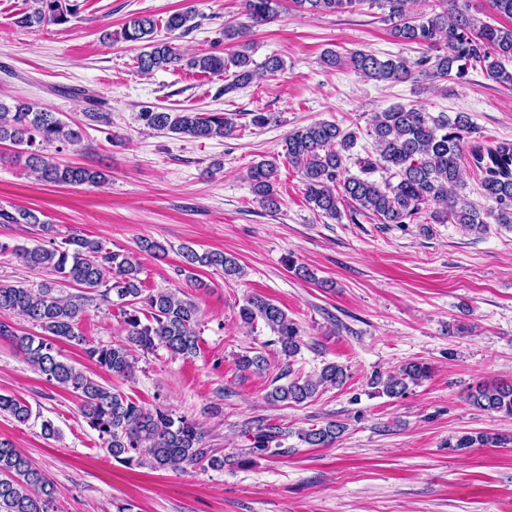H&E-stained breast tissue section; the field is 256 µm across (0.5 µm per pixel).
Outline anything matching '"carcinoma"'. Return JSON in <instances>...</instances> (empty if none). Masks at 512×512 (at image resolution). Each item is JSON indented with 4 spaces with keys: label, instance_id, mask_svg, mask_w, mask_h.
<instances>
[{
    "label": "carcinoma",
    "instance_id": "1",
    "mask_svg": "<svg viewBox=\"0 0 512 512\" xmlns=\"http://www.w3.org/2000/svg\"><path fill=\"white\" fill-rule=\"evenodd\" d=\"M245 15L254 25L277 18L280 0H242ZM297 10L311 14L352 12L367 3L383 10L390 34L403 44L425 48L412 63L403 57L382 59L369 51L355 50L345 55L324 53L321 61L329 68L347 66L376 82H405L420 75L432 82L448 77L465 78L469 70L480 68L492 82L512 89V26H496L458 6V0H432L430 9L410 10L409 0H290ZM78 0H32L31 8L14 20L21 28L64 25L78 14ZM191 8L173 13L164 21L169 32L192 29ZM158 20L151 16L131 19L122 29V39L145 44L137 57L143 74L167 68L198 70L212 75H229L224 92L244 88L256 80L284 70L278 57L268 60L263 70L251 68L248 44L227 56L201 54L186 57L170 43L156 38ZM419 72H414V68ZM88 103L86 116L108 123L101 111L102 101L81 91ZM143 126L191 138H227L235 133L233 118L224 112H179L145 110L139 113ZM366 135L373 140L376 156H358L360 174H347L346 160L358 141V131L339 125L315 122L293 130L285 141L288 162L301 173L304 199L321 216L339 220L340 206L354 215L376 218L381 224H459L464 229L484 233L488 220L512 227V142L488 141L466 112L454 116L441 112L434 116L423 105L392 106L371 115ZM82 139L79 126L67 122L46 106L0 97V143H8L27 155L26 167L37 180L57 185L97 186L106 175L81 166L59 163L45 153L46 148L74 146ZM478 177L482 195L494 206L481 210L458 193L463 168ZM389 177L371 179L378 171ZM277 166L269 160L254 163L247 172L252 191L262 206L278 208ZM1 224H31L48 238L45 245L16 249L17 256L32 270L53 275L37 289L25 285L0 286V313L21 316L34 331L27 332L0 321V338L9 340L25 355L27 362L55 385L71 391L80 402V411L90 428L98 432L107 454L122 465H147L167 469L183 465L213 470L225 464L244 466L254 456L279 457L287 453L283 440L296 435L310 448L336 442L346 424L328 420L320 426L290 433L277 424L259 423L246 431L248 448L229 458L212 453L201 427L162 406H142L111 385L100 383L87 372L61 358L57 342L79 347L97 367L121 379L134 375L133 351L163 347L174 356L189 358L199 350L198 306L166 291L144 293L140 263L132 256L106 248L98 240L72 236L64 245L56 244L55 226L32 209L0 211ZM178 272L195 288L205 284L195 278L197 267H212L224 277H241L244 268L236 258L222 252L198 253L182 247ZM73 286L79 295H65L62 286ZM122 303L120 313L126 336L110 344H95L79 329L81 315L94 297ZM243 323L262 321L274 334L273 344L291 357L303 344L302 330L279 305L260 295L248 297L240 307ZM265 357L243 355L238 366L247 371H263ZM431 368L416 361L400 366L394 373H377L370 385L390 398L405 396L410 386L430 377ZM345 369L336 364L323 366L318 379L294 378L275 385L265 399L270 404L303 403L313 398L323 385L346 382ZM469 404L481 411L512 416V385L479 386L468 394ZM0 415L19 423L32 416L31 407L12 396L0 395ZM512 444V436L484 432L448 437L454 451L468 448L502 447ZM56 489L53 481L22 454L13 443L0 439V512H51Z\"/></svg>",
    "mask_w": 512,
    "mask_h": 512
}]
</instances>
